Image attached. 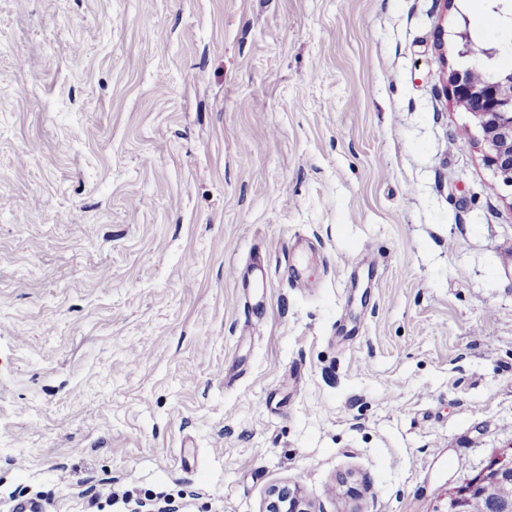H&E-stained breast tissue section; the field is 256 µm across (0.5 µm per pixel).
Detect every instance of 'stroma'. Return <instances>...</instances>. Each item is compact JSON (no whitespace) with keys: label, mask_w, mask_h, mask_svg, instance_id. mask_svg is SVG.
Here are the masks:
<instances>
[{"label":"stroma","mask_w":512,"mask_h":512,"mask_svg":"<svg viewBox=\"0 0 512 512\" xmlns=\"http://www.w3.org/2000/svg\"><path fill=\"white\" fill-rule=\"evenodd\" d=\"M464 25L512 42L494 0H0V512H440L512 454ZM266 512H313L298 482L275 486L269 495Z\"/></svg>","instance_id":"obj_1"}]
</instances>
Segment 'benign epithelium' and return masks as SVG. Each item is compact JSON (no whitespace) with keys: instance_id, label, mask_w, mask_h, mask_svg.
Masks as SVG:
<instances>
[{"instance_id":"obj_1","label":"benign epithelium","mask_w":512,"mask_h":512,"mask_svg":"<svg viewBox=\"0 0 512 512\" xmlns=\"http://www.w3.org/2000/svg\"><path fill=\"white\" fill-rule=\"evenodd\" d=\"M458 56L471 64L450 72L448 95L455 105L477 121L484 143V162L504 185L512 187V68L491 70L484 81H477L472 71L500 54L495 46L473 44L468 30L457 32ZM512 485V455H504L490 465L486 473L464 489L447 494L443 512H469L472 498L483 496L495 485ZM266 512H313L299 483L274 487Z\"/></svg>"}]
</instances>
